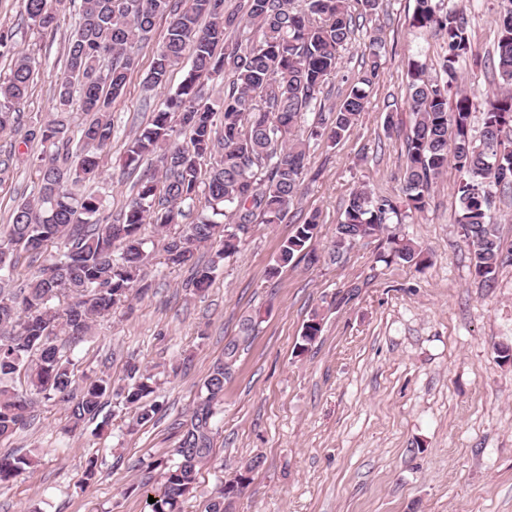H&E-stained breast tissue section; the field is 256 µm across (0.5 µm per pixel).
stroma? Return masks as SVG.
I'll use <instances>...</instances> for the list:
<instances>
[{
    "instance_id": "1",
    "label": "stroma",
    "mask_w": 512,
    "mask_h": 512,
    "mask_svg": "<svg viewBox=\"0 0 512 512\" xmlns=\"http://www.w3.org/2000/svg\"><path fill=\"white\" fill-rule=\"evenodd\" d=\"M466 22L471 42L490 60L499 0H445ZM415 0H379L375 14L360 4L357 25L324 86L323 111L339 105L362 69L369 33L380 28L379 76L356 124L337 143L310 141L303 194L279 224L253 225L234 256L223 261L206 292L184 286L189 271L166 264L153 227L146 294L99 318L78 344L62 347L76 381L111 378L117 385L134 363L158 379L161 410L154 422L129 428V410L105 395L97 418L72 428L63 404L39 402L25 430L0 442V454L36 453L37 467L0 489V512H145L144 491L159 492L154 464L178 444L175 428L194 407L213 364L239 333L245 315L262 312L258 333L224 383V412L195 497L183 512H202L240 460L262 463L235 512H512V264L494 287L472 272L469 247L455 217L458 175L433 184L421 213L402 212L396 229L432 258L417 270L379 259L385 243L366 239L339 262L325 259L350 193L393 195L405 165L409 61L431 79L443 76V39L413 26ZM77 11L59 28H29L22 0H0V24L13 28L19 49L39 63L20 106L16 131L0 133V224L32 193L33 159L43 149L26 130L52 114L57 83ZM152 50L124 96L112 107L114 135L91 191L118 218L135 196L150 160L126 162V145L156 106L176 90L190 59L175 66L165 87L147 90ZM400 128L384 132L386 121ZM318 214L314 247L321 262H300L269 276L281 241L295 224ZM320 313L322 332L298 353L304 325ZM97 473L86 479L88 459Z\"/></svg>"
}]
</instances>
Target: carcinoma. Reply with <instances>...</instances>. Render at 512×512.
I'll list each match as a JSON object with an SVG mask.
<instances>
[{
  "label": "carcinoma",
  "mask_w": 512,
  "mask_h": 512,
  "mask_svg": "<svg viewBox=\"0 0 512 512\" xmlns=\"http://www.w3.org/2000/svg\"><path fill=\"white\" fill-rule=\"evenodd\" d=\"M66 2L23 0L29 26L58 28ZM505 2L493 59L500 91L479 99L461 88L456 75L460 59L480 60L463 18L443 9L441 0H416L414 23L435 30L447 43V80H432L421 64H408L414 125L406 140L399 197L352 191L327 252L330 261L341 259L362 239L384 235L389 251L382 261L418 270L430 266L419 245L388 232V221L398 215L400 199L407 209L424 212L434 181L451 168L460 176L457 223L464 229L475 276L491 286L499 269L512 263V249H504L498 225L488 214L486 193L489 186L512 184V0ZM165 14L173 21L153 53L145 87L165 83L186 56L191 69L127 148L129 162L152 157L155 168L142 176L136 195L114 224L104 215L102 197L82 187L99 175L101 153L112 143V104L138 68V50L148 41L155 17ZM353 22L349 0H247L241 16L224 13V0H82L67 46L66 72L58 83L55 115L27 134L51 150L38 157L32 198L19 203L10 222L0 226V248L8 250L6 268L19 250L35 261L48 245H57V255L49 259L57 269L52 279L41 268L26 285L12 290L10 276L0 272V439L24 428L42 399L64 404L75 427L97 417L110 382L100 378L76 386L57 339L63 333L70 342H80L97 317L130 300L151 257L142 237L144 225L157 228L167 262L189 267L186 286L202 293L219 263L237 253L251 225L283 220L299 200L307 158V143L296 136V126L336 71ZM230 28L258 30L261 39L229 41ZM14 37L11 28L0 25V58H11L10 73L0 81L1 133L18 126L19 104L36 69L34 58L16 50ZM226 68L234 79L216 110L203 79ZM378 72L373 50L336 110L321 118L329 133L315 128L310 135L339 142L363 112ZM75 93L88 115L77 139L67 120ZM478 106L485 122L476 142L468 122ZM174 114L189 134L186 143L172 140ZM207 158L212 166L203 180ZM180 224L181 231L167 232ZM318 233L316 214L296 225L281 241L268 274L274 277L299 259L316 263L312 244ZM208 245L217 250L201 265L195 254ZM61 296L71 297L62 323L51 307ZM321 330L322 317L315 312L303 328L298 353L308 351ZM238 349L235 341L225 346L224 360L214 365L199 402L179 423L174 457L155 463L162 490L148 504L149 512H181L184 500L197 492L199 470L212 451L215 418L223 412L224 377ZM19 374L26 385L21 391L13 385ZM129 377L132 382L117 390L116 397L133 412L132 425L142 426L160 411L152 398L157 381L134 364ZM37 464L30 455H0V486ZM258 465L257 457L242 463L235 481L205 500L204 512H230Z\"/></svg>",
  "instance_id": "carcinoma-1"
}]
</instances>
